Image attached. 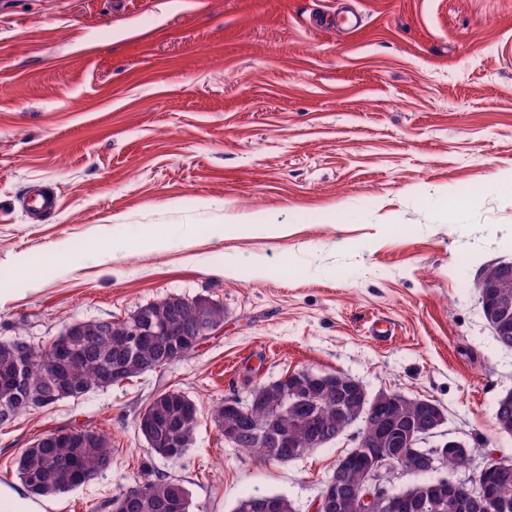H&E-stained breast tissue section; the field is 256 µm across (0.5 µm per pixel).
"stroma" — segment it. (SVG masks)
Listing matches in <instances>:
<instances>
[{"label":"stroma","instance_id":"obj_1","mask_svg":"<svg viewBox=\"0 0 512 512\" xmlns=\"http://www.w3.org/2000/svg\"><path fill=\"white\" fill-rule=\"evenodd\" d=\"M0 86V341L173 295L224 308L189 357L0 425V512H107L159 476L192 512H313L350 436L262 463L212 418L299 371L434 400L472 449L454 480L512 459V349L476 287L512 259V0H0ZM151 228L166 243L139 247ZM169 388L200 412L174 465L137 430ZM69 427L106 433L110 468L32 497L17 458Z\"/></svg>","mask_w":512,"mask_h":512}]
</instances>
